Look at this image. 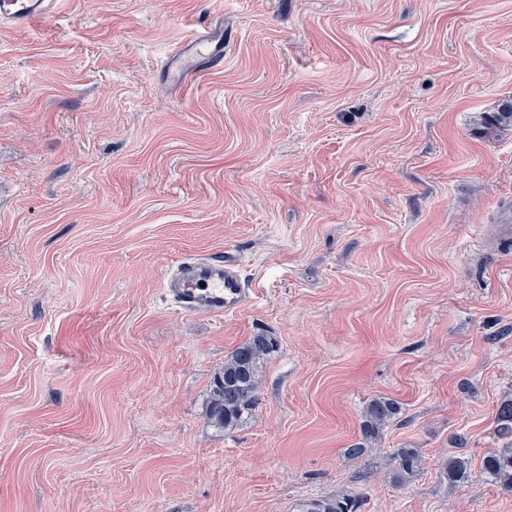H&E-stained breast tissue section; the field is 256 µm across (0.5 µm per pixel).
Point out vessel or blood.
I'll return each instance as SVG.
<instances>
[{"instance_id": "b4317fda", "label": "vessel or blood", "mask_w": 512, "mask_h": 512, "mask_svg": "<svg viewBox=\"0 0 512 512\" xmlns=\"http://www.w3.org/2000/svg\"><path fill=\"white\" fill-rule=\"evenodd\" d=\"M50 5L51 0H0V25H32L49 15ZM223 61L224 31L210 28L171 54L164 69L180 85L197 78L201 68L217 67ZM162 291L166 300L192 316L234 313L249 299L239 265L221 257H182L165 276Z\"/></svg>"}]
</instances>
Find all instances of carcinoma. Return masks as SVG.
Listing matches in <instances>:
<instances>
[{
    "instance_id": "obj_1",
    "label": "carcinoma",
    "mask_w": 512,
    "mask_h": 512,
    "mask_svg": "<svg viewBox=\"0 0 512 512\" xmlns=\"http://www.w3.org/2000/svg\"><path fill=\"white\" fill-rule=\"evenodd\" d=\"M487 126L512 127V102L501 105L497 112L485 117ZM278 347L277 340L264 332H258L240 343L224 360V368L213 380L207 402V417L213 426L231 430L235 428L258 402V391L263 369ZM399 412L396 401L378 397L365 407L360 425V442L353 445L350 453L362 455L381 440L386 424ZM497 421L499 431L512 437V400L501 402ZM395 463L390 473L393 485L410 484L422 472V458L415 448H399L393 456ZM485 477L512 492V446L501 448L482 461ZM471 463L462 454L450 455L442 471L449 487H456L470 477ZM301 512H358L357 500L348 495L336 494L313 499L301 505Z\"/></svg>"
}]
</instances>
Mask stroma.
<instances>
[{
    "label": "stroma",
    "mask_w": 512,
    "mask_h": 512,
    "mask_svg": "<svg viewBox=\"0 0 512 512\" xmlns=\"http://www.w3.org/2000/svg\"><path fill=\"white\" fill-rule=\"evenodd\" d=\"M224 28V64L168 55ZM512 0H59L0 25V512H512L483 458L512 399ZM239 264L221 318L164 302ZM278 340L256 407L215 373ZM401 407L360 457L366 404ZM418 449L397 487L388 463ZM471 461L449 489V455ZM223 52L224 29H205L171 54L163 68L175 85H181L197 78L202 67L224 64ZM162 291L166 300L192 316L237 312L250 296L239 265L222 257H182L163 279ZM277 347L275 337L258 332L227 356L207 402V417L213 426L231 430L255 407L263 369ZM394 468L389 474L393 485L401 487L410 484L422 472V458L415 448H399L393 456ZM358 502L348 495L336 494L313 499L301 506L299 512H358Z\"/></svg>",
    "instance_id": "obj_1"
}]
</instances>
